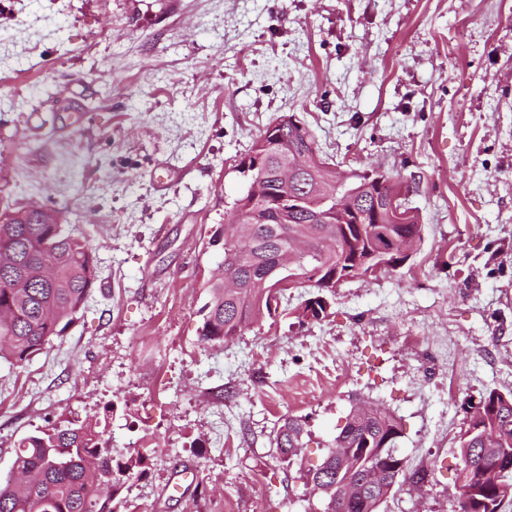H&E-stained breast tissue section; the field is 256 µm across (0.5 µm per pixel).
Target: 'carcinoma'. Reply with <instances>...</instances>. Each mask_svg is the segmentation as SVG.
<instances>
[{
  "label": "carcinoma",
  "instance_id": "cac0c4a2",
  "mask_svg": "<svg viewBox=\"0 0 512 512\" xmlns=\"http://www.w3.org/2000/svg\"><path fill=\"white\" fill-rule=\"evenodd\" d=\"M274 131L288 151L328 159L313 135L283 115ZM279 153L272 148L257 172L263 174L271 197L279 192L274 171ZM329 187L340 193L355 191L354 210L335 224H310L306 210L289 211L286 223L270 221L256 213L250 197L234 199L226 214L229 226L243 227L242 235L223 244L222 276L208 284L209 298L202 305L199 342L206 348L223 347L274 314L275 305L288 302L280 283V268L289 240L305 238L308 255L299 263L298 288H311L312 278L349 275L355 266L384 261H404L396 253L381 256L376 250L383 234L421 240L422 225L402 198V185L393 175L384 183L353 182L345 187L340 174L327 173ZM396 203L398 211L388 206ZM96 258L87 241L66 224L46 223L42 206L0 210V360L22 367L40 353L52 337L72 326L87 306L97 280ZM326 302L316 296L295 309L301 324L327 315ZM466 413L459 437L460 463L457 480L461 497L474 490L489 504L459 507L458 512H504L512 503V390L491 389L478 403L461 404ZM304 421L288 415L276 430L273 444L288 465L299 460L304 448ZM403 436L400 420L376 406L367 414L353 411L336 435L335 448L347 449L345 462L329 451L314 469L300 475L319 488L321 512H380L395 490L422 480L418 471L404 470L397 479L361 484L362 474L381 464ZM147 458L138 451L114 456L105 431L97 421L57 417L17 441L10 474L0 477V512H117L114 502L124 479L147 473ZM342 493L339 508L336 492Z\"/></svg>",
  "mask_w": 512,
  "mask_h": 512
}]
</instances>
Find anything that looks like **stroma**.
<instances>
[{"instance_id": "stroma-1", "label": "stroma", "mask_w": 512, "mask_h": 512, "mask_svg": "<svg viewBox=\"0 0 512 512\" xmlns=\"http://www.w3.org/2000/svg\"><path fill=\"white\" fill-rule=\"evenodd\" d=\"M289 114L342 171L399 175L422 239L321 321L204 348L234 162ZM28 203L99 267L75 324L0 361L1 476L112 400L113 454L151 458L119 512H315L274 430L306 418L313 467L364 399L425 475L380 512H454L460 404L512 389V0H0V208Z\"/></svg>"}]
</instances>
